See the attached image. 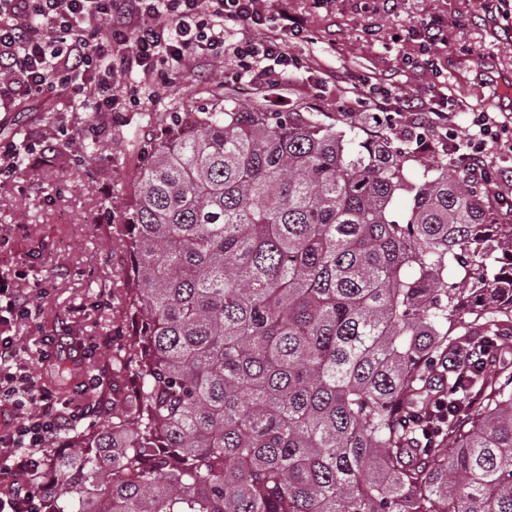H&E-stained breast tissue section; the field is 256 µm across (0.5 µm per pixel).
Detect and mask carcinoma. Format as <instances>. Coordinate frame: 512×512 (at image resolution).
Here are the masks:
<instances>
[{
  "label": "carcinoma",
  "instance_id": "1",
  "mask_svg": "<svg viewBox=\"0 0 512 512\" xmlns=\"http://www.w3.org/2000/svg\"><path fill=\"white\" fill-rule=\"evenodd\" d=\"M404 164L173 117L123 224L136 387L49 452L46 512H512V211Z\"/></svg>",
  "mask_w": 512,
  "mask_h": 512
}]
</instances>
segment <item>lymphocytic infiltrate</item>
<instances>
[{
    "mask_svg": "<svg viewBox=\"0 0 512 512\" xmlns=\"http://www.w3.org/2000/svg\"><path fill=\"white\" fill-rule=\"evenodd\" d=\"M258 0H0V112L47 89L84 96L94 119L90 129L103 138L106 115L127 100L152 91L167 73L187 62L232 56L239 80L273 83L277 68L299 60L278 36L302 34L305 19L280 7L263 16ZM276 27L275 35L254 40L243 22ZM106 39H99V32ZM128 84V95L114 88ZM351 101L373 100L374 125L388 109L408 114L419 129L418 154L448 149V164L465 178L490 181L503 151L512 152V126L488 112L472 113L465 135H457L450 115L432 102L399 91L390 79L367 76L345 89ZM31 301L15 281L0 274V512H40L44 487L40 469L53 440L84 419L81 409L62 411L58 398L23 371L8 330L31 316Z\"/></svg>",
    "mask_w": 512,
    "mask_h": 512,
    "instance_id": "1",
    "label": "lymphocytic infiltrate"
}]
</instances>
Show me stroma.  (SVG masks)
Instances as JSON below:
<instances>
[{
	"label": "stroma",
	"instance_id": "1",
	"mask_svg": "<svg viewBox=\"0 0 512 512\" xmlns=\"http://www.w3.org/2000/svg\"><path fill=\"white\" fill-rule=\"evenodd\" d=\"M303 15V35L285 34L302 60L281 79L276 94L286 109L343 131L363 120L346 119L342 82L386 74L398 87L428 97L431 85L448 96L456 130L473 112L512 113V17L497 13L499 0H288ZM444 24L442 39L425 43L407 35L411 18ZM231 60L192 62L160 85L155 100L141 99L113 113L109 137L92 142L87 116L71 96L50 93L17 108L0 122V141L31 140L36 151L19 178L0 182V268L32 291L31 318L10 330L28 372L52 383L54 355L71 361L76 378L58 397L88 408L85 427L104 424L115 380L132 390L134 377L117 378L112 356L133 332L119 257L122 223L141 165L171 116L224 106L225 98L263 104L267 93L231 78Z\"/></svg>",
	"mask_w": 512,
	"mask_h": 512
}]
</instances>
